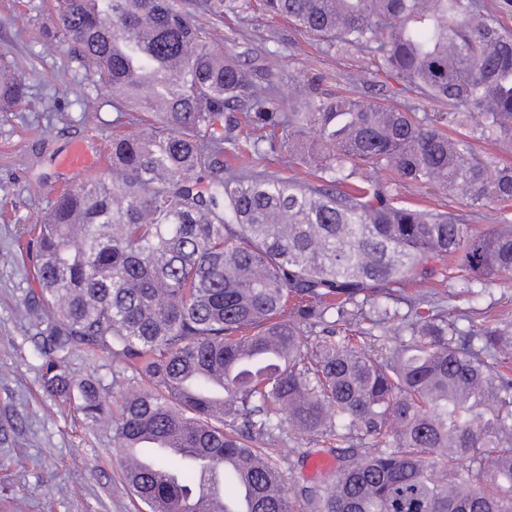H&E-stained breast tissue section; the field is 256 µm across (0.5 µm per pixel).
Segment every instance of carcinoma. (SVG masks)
Masks as SVG:
<instances>
[{
  "mask_svg": "<svg viewBox=\"0 0 512 512\" xmlns=\"http://www.w3.org/2000/svg\"><path fill=\"white\" fill-rule=\"evenodd\" d=\"M49 42L69 44L136 131L112 137L107 176L59 195L28 232L45 391L112 421L122 452L148 437L201 448L123 469L146 512H512V338L405 288L450 261L460 293L512 275V220L479 231L452 213L397 206L392 183L474 208L512 202V164L474 142L512 143V0H52ZM284 19L321 51L364 53L359 97L279 107L265 60L216 52L196 18ZM446 112L365 100L371 75ZM26 83L0 54V110ZM288 145L303 181L254 165ZM364 170H385L373 182ZM406 299L408 312L392 303ZM468 326L462 327L460 321ZM82 347L131 372L113 411L76 382ZM336 470L288 496L265 448L288 434ZM158 472L179 476L176 487Z\"/></svg>",
  "mask_w": 512,
  "mask_h": 512,
  "instance_id": "obj_1",
  "label": "carcinoma"
}]
</instances>
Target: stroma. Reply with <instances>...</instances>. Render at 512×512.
Segmentation results:
<instances>
[{"instance_id":"obj_1","label":"stroma","mask_w":512,"mask_h":512,"mask_svg":"<svg viewBox=\"0 0 512 512\" xmlns=\"http://www.w3.org/2000/svg\"><path fill=\"white\" fill-rule=\"evenodd\" d=\"M49 18L50 0H0V52L28 87L25 104L0 112V184L11 189L0 197V512H139L140 502L123 484L111 427H88L74 409L44 392L37 329L25 306L36 287L22 251L28 229L40 223L64 188L99 177L95 171H65L59 159L76 144L102 156L119 128L109 90L96 84L66 43L45 41ZM200 22L215 33L213 46L224 56L248 46L268 52L286 101L312 86L322 92L345 89L349 75L367 64L346 53L324 55L305 36L292 49L275 46L268 40L273 22L259 15L221 22L204 16ZM88 98L89 108L83 105ZM392 195L402 206L454 212L481 230L512 219V203L476 211L459 197L414 183L394 185ZM440 291L449 306L512 336V277L475 285L468 295L448 283ZM67 366L76 379H100L114 395L125 383L123 365L101 355L76 350ZM321 453L296 435L271 450L291 489L309 480V464Z\"/></svg>"}]
</instances>
